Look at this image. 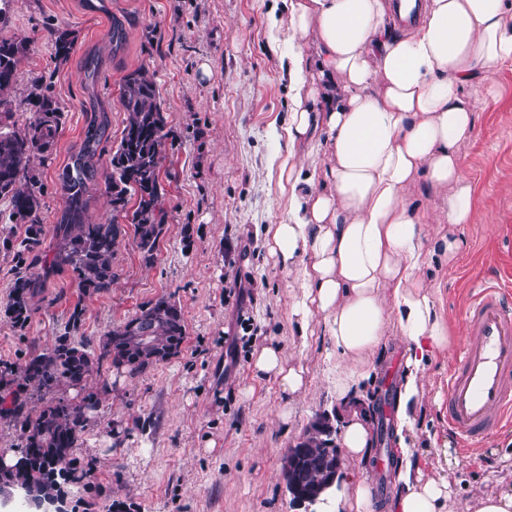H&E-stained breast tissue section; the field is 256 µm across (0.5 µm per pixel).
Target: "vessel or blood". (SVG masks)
<instances>
[{"mask_svg":"<svg viewBox=\"0 0 512 512\" xmlns=\"http://www.w3.org/2000/svg\"><path fill=\"white\" fill-rule=\"evenodd\" d=\"M465 323L448 377V429L478 448L512 421V290L494 277L476 282Z\"/></svg>","mask_w":512,"mask_h":512,"instance_id":"vessel-or-blood-1","label":"vessel or blood"}]
</instances>
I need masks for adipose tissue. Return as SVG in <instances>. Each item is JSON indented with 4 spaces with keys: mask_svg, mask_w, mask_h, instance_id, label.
<instances>
[{
    "mask_svg": "<svg viewBox=\"0 0 512 512\" xmlns=\"http://www.w3.org/2000/svg\"><path fill=\"white\" fill-rule=\"evenodd\" d=\"M389 0H289L273 16L299 46L289 58L286 128L289 222L269 225L274 264L298 287L291 321L306 350L321 324L336 352L331 380L350 461L370 454L365 387L388 332L404 345L395 408L400 463L388 512H455L446 476L414 464L413 415L431 357L453 332L438 305L429 258L455 263L457 226L474 220L475 186L460 149L476 115L464 89L493 94L490 74L512 62V14L505 0H424L420 22L391 23ZM440 194L439 212L410 205L417 187ZM256 375L278 382L289 420L307 370L276 345L255 355ZM330 512H375L369 477L349 475L327 490Z\"/></svg>",
    "mask_w": 512,
    "mask_h": 512,
    "instance_id": "obj_1",
    "label": "adipose tissue"
}]
</instances>
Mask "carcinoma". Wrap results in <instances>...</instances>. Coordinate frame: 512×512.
Segmentation results:
<instances>
[{
  "label": "carcinoma",
  "instance_id": "1",
  "mask_svg": "<svg viewBox=\"0 0 512 512\" xmlns=\"http://www.w3.org/2000/svg\"><path fill=\"white\" fill-rule=\"evenodd\" d=\"M54 46L55 58L64 60L73 50L74 41L68 33L61 32L55 37ZM25 53L23 41L0 36L1 93L15 82ZM30 96L36 111L23 127L9 126L6 120L10 113L0 112V197L9 198L15 223L26 225V236L16 250L22 267L26 256L39 251L45 235L41 191L29 165L51 151L64 117L58 102L48 94L44 80L32 84ZM120 101L128 117L112 153V170L107 178L112 184V211L124 215L133 227L137 248L144 262L151 264L167 223L165 192L159 180L169 135L167 118L156 83L143 68L124 76ZM95 145V139L88 138L84 151L63 177L71 223L56 228L62 247L42 275L34 276L25 270L15 280L8 310L20 327L29 319L32 288L40 277L69 267L84 294L106 292L117 278L114 259L125 229L115 221L87 224L82 219L84 188L91 177L88 158L95 154ZM133 197L136 203L130 210L128 203ZM185 336L181 308L162 297L108 331L92 352L87 350L88 344L76 345L60 336L52 348L21 364H1L0 389H13L14 399L13 407H0V416L22 420L25 444L13 465L0 467V484L23 487L43 498L67 494L85 477L73 465V452L85 432L86 412L96 410L101 402L100 393L87 387L94 369L107 364L131 375L141 373L177 354ZM67 388L82 392L78 402L63 396ZM28 390L35 392L42 403L35 415L24 412L26 399L22 395ZM293 451L298 458L294 479L302 484V490L310 491L325 480L334 456L313 437L298 443Z\"/></svg>",
  "mask_w": 512,
  "mask_h": 512
}]
</instances>
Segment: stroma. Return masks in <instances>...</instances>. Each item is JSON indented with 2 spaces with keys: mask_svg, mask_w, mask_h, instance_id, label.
<instances>
[{
  "mask_svg": "<svg viewBox=\"0 0 512 512\" xmlns=\"http://www.w3.org/2000/svg\"><path fill=\"white\" fill-rule=\"evenodd\" d=\"M84 0H15L0 35L26 40L16 82L6 94L12 120L33 114L31 85L50 79L64 118L51 154L31 169L42 186L46 234L32 273L52 259L55 227L69 221L59 177L88 135L101 142L86 185L83 220L112 216L105 174L126 125L120 84L145 68L152 75L170 133L161 171L168 213L153 265L143 263L126 233L108 292L81 295L62 268L43 280L25 329L6 306L19 271L0 248V361L22 363L61 336L99 343L141 306L168 297L181 307L186 337L177 355L137 375L104 367L88 384L103 389L99 408L74 452L82 483L68 512H296L282 467L290 448L317 417H333L326 379L332 349L315 331L305 352L308 389L289 422H281L278 384L256 377L254 349L275 344L290 355L298 341L289 322L294 286L265 246L268 225L288 219L279 165L288 155L290 100L281 60L288 38L270 24L275 0H108L89 16ZM74 41L70 58L54 59L57 33ZM496 99L470 95L476 124L461 148L464 174L475 184V220L458 227L467 241L452 266L436 269L438 303L464 327L463 303L476 280L493 275L512 286V62L490 75ZM250 275L240 295L225 297L224 278ZM83 310L79 326L70 322ZM247 313L256 335L244 333ZM453 359L439 355L427 370L416 407L423 472L447 471L459 512L478 491H496L502 460L512 456V427L471 453L449 434L442 402Z\"/></svg>",
  "mask_w": 512,
  "mask_h": 512,
  "instance_id": "obj_1",
  "label": "stroma"
}]
</instances>
